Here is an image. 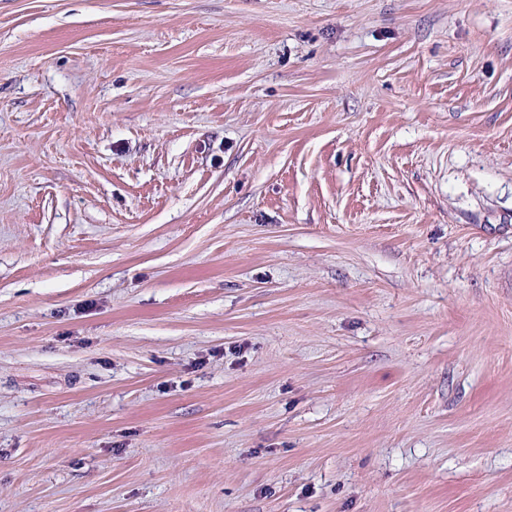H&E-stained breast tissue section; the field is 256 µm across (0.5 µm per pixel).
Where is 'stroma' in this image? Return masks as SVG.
I'll return each instance as SVG.
<instances>
[{
    "label": "stroma",
    "mask_w": 512,
    "mask_h": 512,
    "mask_svg": "<svg viewBox=\"0 0 512 512\" xmlns=\"http://www.w3.org/2000/svg\"><path fill=\"white\" fill-rule=\"evenodd\" d=\"M0 512H512V0H0Z\"/></svg>",
    "instance_id": "stroma-1"
}]
</instances>
